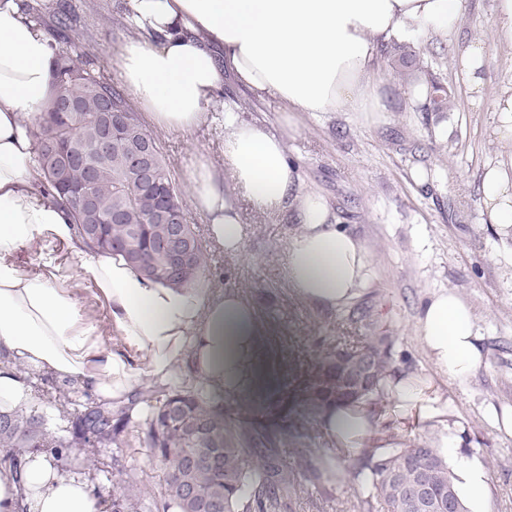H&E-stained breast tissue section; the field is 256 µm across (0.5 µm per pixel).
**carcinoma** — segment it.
Returning <instances> with one entry per match:
<instances>
[{"instance_id":"obj_1","label":"carcinoma","mask_w":512,"mask_h":512,"mask_svg":"<svg viewBox=\"0 0 512 512\" xmlns=\"http://www.w3.org/2000/svg\"><path fill=\"white\" fill-rule=\"evenodd\" d=\"M417 71L427 77L432 110L446 108L448 87L429 67H419ZM53 77L55 93L37 117L32 132L33 159L41 184L90 247L122 257L150 282L178 289L197 287L208 268L198 227L183 225L191 241L192 260L177 277H170L155 249L164 226L150 223L153 196L129 198L135 176L128 169L125 141L114 143L107 154L96 159V177L91 187L99 208L105 213L121 211L122 220L102 225L98 236L87 234L73 196L75 189L84 186L86 172L77 166L59 171L47 145L49 135L53 133L63 142L91 146L97 136L96 116L106 106L124 114L136 127L141 129L143 125L133 116L121 90L81 67L69 52L58 51ZM63 97L77 103L81 117L58 109L57 102ZM156 165L161 182L168 186L170 208L185 213L182 191L159 150ZM348 321L364 332L361 345L355 349L337 345L319 356L302 389L303 406L310 414L319 415L343 405L366 408L371 413L387 404V382L396 374L392 337L383 334L378 317L369 308L354 310ZM341 353L365 361L370 385L359 397L336 394V356ZM136 408L143 412V442L150 457L168 467L161 490L163 512H197L196 503L181 493V458L198 449L218 452L219 463L214 467L199 466L189 473V478L201 491L221 502V512H285L287 502L299 497L297 473L280 460L284 450L276 429L261 422L232 418L220 400L198 386L172 389L145 384L126 403L89 401L84 412L71 421L67 437L56 436L48 418L32 407L1 408L0 449L6 451V457L13 460L11 467L19 473L26 455L34 452L60 457L89 443L121 448L125 444L121 434ZM112 466L118 477L103 512H141L138 475L117 456L112 458ZM360 471L370 474L372 488L358 491L356 512H422L416 497L419 485L432 492L427 512H448L450 496L459 512H466L454 476L431 439L396 448H365Z\"/></svg>"}]
</instances>
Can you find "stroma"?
Here are the masks:
<instances>
[{
  "mask_svg": "<svg viewBox=\"0 0 512 512\" xmlns=\"http://www.w3.org/2000/svg\"><path fill=\"white\" fill-rule=\"evenodd\" d=\"M42 13L66 4L72 27L60 47L115 84L119 78L110 62L131 29L122 0H26ZM496 0H466L454 30L443 38L425 32L411 51L448 80L451 90L446 112L427 110L407 95V73L395 58L383 60L382 94L385 114L369 119L355 113L328 112L316 117L297 115L284 126L280 105L271 98H253L245 89L225 84V97L234 99L245 120L259 121L285 131L288 156L302 182L320 190L330 201L336 222L358 238L367 250L372 269L368 284L353 299L368 307L381 326L394 336L392 357L400 373L433 379L450 402L449 423L458 424L467 443L465 452H480L491 473L486 512H512V435L497 431L490 410L512 412V238L487 221L482 176L504 159L512 148L500 139L496 102L512 88V48L501 45L495 27ZM473 42L488 51L485 86L473 100L457 60ZM166 162L181 189H188L187 174L198 161L214 160L223 145V108L214 105L208 123L190 137L156 130ZM425 171L427 182L415 179ZM242 257L230 259L210 250L204 285L243 292L254 304L263 330L258 388L247 394L252 413L259 419L279 416L277 401L288 404V463L302 450L303 486L292 512H322L331 501L333 512H351L352 485L327 478L317 460L331 442L318 417L301 403V388L311 362L333 343L346 309L330 311L300 300L288 281L285 250L299 226L286 215L245 216ZM15 263L30 275H50L63 288H74L85 313L106 331L114 352L128 347L111 326L109 310L94 282L84 273L80 259L67 243L52 235L40 237L20 250ZM453 289L474 310L488 365L467 385L439 376L415 327L423 301L443 289ZM35 386L31 407L56 419L58 407L79 415L87 401L84 391L32 374ZM308 435H301V424ZM137 422H129L126 447H85L78 459L65 465V473L90 477L97 496L112 492V458L143 472L147 494L143 512H162L159 492L166 467L151 459L138 439ZM433 421L404 415L389 406L377 415L369 442L375 446L407 443L433 436Z\"/></svg>",
  "mask_w": 512,
  "mask_h": 512,
  "instance_id": "35a3bbf8",
  "label": "stroma"
}]
</instances>
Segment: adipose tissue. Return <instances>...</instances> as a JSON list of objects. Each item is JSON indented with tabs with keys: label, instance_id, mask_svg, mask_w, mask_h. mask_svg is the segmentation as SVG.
I'll return each instance as SVG.
<instances>
[{
	"label": "adipose tissue",
	"instance_id": "1",
	"mask_svg": "<svg viewBox=\"0 0 512 512\" xmlns=\"http://www.w3.org/2000/svg\"><path fill=\"white\" fill-rule=\"evenodd\" d=\"M136 29L114 57L137 105L160 129L190 134L209 116L225 74L256 97L277 99L288 112L312 115L382 110L378 92L382 44L414 43L423 30L448 32L464 0H125ZM57 49L23 12L0 0V406L29 403L32 369L87 390L101 403L124 399L134 380L131 354L146 374L167 380L189 366L207 391L233 399L256 386L261 325L240 292L178 290L143 279L125 261L91 249L45 194L32 164L29 133L54 93ZM191 202L211 242L226 255L244 251L240 202L261 213L289 211L300 229L285 254L288 280L309 303L346 306L366 285L364 245L337 224L322 194L297 184L283 135L245 121L224 106V159L188 174ZM489 223L512 230V156L485 172ZM51 232L66 241L106 301L131 353L113 352L85 315L74 289L32 276L13 258ZM417 334L437 369L463 385L486 364L472 309L450 290L423 303ZM392 398L420 401L438 419L433 445L448 462L469 512H484L490 471L479 453H462L463 432L446 420L441 397L421 399L413 379L388 383ZM344 455L358 457L375 430L361 409L321 416ZM63 460L27 455L22 474L0 464V512H100L89 478L69 476Z\"/></svg>",
	"mask_w": 512,
	"mask_h": 512
}]
</instances>
